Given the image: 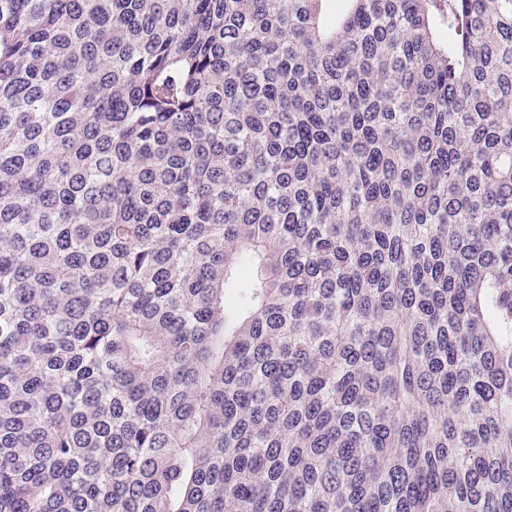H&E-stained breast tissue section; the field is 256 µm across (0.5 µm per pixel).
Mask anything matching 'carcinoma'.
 <instances>
[{
    "label": "carcinoma",
    "mask_w": 512,
    "mask_h": 512,
    "mask_svg": "<svg viewBox=\"0 0 512 512\" xmlns=\"http://www.w3.org/2000/svg\"><path fill=\"white\" fill-rule=\"evenodd\" d=\"M0 0V512H512V0Z\"/></svg>",
    "instance_id": "obj_1"
}]
</instances>
